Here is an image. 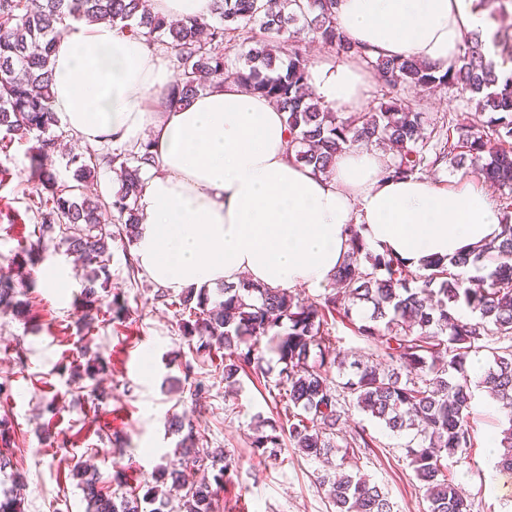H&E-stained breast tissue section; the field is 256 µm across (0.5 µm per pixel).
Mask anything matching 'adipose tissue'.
<instances>
[{"instance_id":"adipose-tissue-1","label":"adipose tissue","mask_w":512,"mask_h":512,"mask_svg":"<svg viewBox=\"0 0 512 512\" xmlns=\"http://www.w3.org/2000/svg\"><path fill=\"white\" fill-rule=\"evenodd\" d=\"M339 28L370 56L454 62L484 19L467 0H339ZM171 61L106 22H70L54 52L52 105L67 128L115 147L152 140L156 174L138 199L135 256L163 288L320 286L343 262L347 227L414 269L490 241L502 215L482 188L386 177L383 153L355 146L329 175L288 148L283 112L228 81L189 105L160 103ZM324 105L354 112L370 77L345 59L311 61Z\"/></svg>"}]
</instances>
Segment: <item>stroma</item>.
Returning <instances> with one entry per match:
<instances>
[{
	"mask_svg": "<svg viewBox=\"0 0 512 512\" xmlns=\"http://www.w3.org/2000/svg\"><path fill=\"white\" fill-rule=\"evenodd\" d=\"M407 100L428 118L475 117L456 90H412ZM27 141L12 140L0 151V274L11 276L17 298L29 303L33 318L0 313V418L11 421L14 443L8 455L24 476L13 487L0 475V488L16 489L24 512H86L80 480L74 468L97 472L104 492H111L114 470H123L128 489L150 482L158 467L178 468L180 434L167 420L178 414L190 420L209 448H219L240 460V468L220 493L227 512H335L317 476L318 459L283 444L278 459H261L250 446L256 416L275 418L277 409L268 390L251 375H241L238 392L225 390L216 370L223 353L196 354L181 335L169 289L170 304L157 300L158 288L145 273H131L135 247L127 239L110 244V278L102 293L104 308L94 320H81L76 309L86 272L67 254L60 234L37 239L35 188L24 170ZM125 304L122 317L108 308L112 299ZM209 386L200 406H192L185 365ZM505 416L486 389L475 392L471 424L475 445L450 459L448 468L467 498L471 512H512L506 473L495 467L498 449L488 447ZM363 423L378 438L376 448L358 452V466L371 482L387 492L395 512H426L404 445L379 421L355 411L344 424L351 431ZM121 438L123 454L112 453Z\"/></svg>",
	"mask_w": 512,
	"mask_h": 512,
	"instance_id": "stroma-1",
	"label": "stroma"
}]
</instances>
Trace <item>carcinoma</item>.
Segmentation results:
<instances>
[{"instance_id":"1","label":"carcinoma","mask_w":512,"mask_h":512,"mask_svg":"<svg viewBox=\"0 0 512 512\" xmlns=\"http://www.w3.org/2000/svg\"><path fill=\"white\" fill-rule=\"evenodd\" d=\"M336 5L337 0H214L209 19L170 21L153 11L151 0H43L33 9L27 0H0V132L32 142L30 180L39 197L41 231L65 227L67 251L91 268L81 291L85 318L92 308L101 311L97 282L107 274L112 237L122 233L131 239L138 228L137 200L154 156L149 142L69 155L70 185L59 183L44 164L55 151V130L65 134L50 100L54 44L69 20L106 21L148 46L165 48L179 72L165 96L168 104L188 102L209 77L272 100L285 113L289 148L318 173H330L339 152L381 143L391 151L386 167L391 178L446 168L497 185L504 220L499 237L449 263L431 261L424 273L371 249L364 225L351 224L336 289L321 298L305 299L243 279L222 287L224 299L214 305L204 288H191L171 302L182 336L196 353L224 349V383L231 392L246 367L256 379L267 378L265 350L278 355L282 367L274 389L283 411L275 421L258 420L251 447L275 458L286 435L302 454L323 459L333 472L322 474L319 482L328 486L336 512H394L387 494L361 474L358 464L332 462L338 437L351 449L376 444L362 424L347 437L341 434L340 424L352 408L394 435L414 431L405 449L428 512H470L448 472V459L473 446L468 361L481 351L493 361L480 384L507 418L498 467L512 472V69H503L512 63V49L498 63L480 32L468 31L462 52L446 69L412 59L374 58L337 28ZM228 31L240 39L233 58L225 45ZM308 39L338 57L361 58L388 87L389 100L375 112L346 117L324 107L306 88ZM445 87L475 103L478 119L460 123L446 114L430 121L400 98L412 89ZM102 162L121 174V188L109 200L84 195ZM465 266L485 272L480 287L467 286L452 271ZM15 297L11 282L0 279V311L18 312L22 302ZM336 320L352 325L377 352L371 363L352 362V376L338 385L330 373L345 369L347 354L337 346ZM170 426L188 432L180 448L182 469L160 467L154 474L155 482L171 483L169 493L160 496L148 484L139 493L128 491L125 473L117 470L115 489L104 494L93 473L81 480L90 512H214L235 459L199 448L184 418L172 416Z\"/></svg>"}]
</instances>
